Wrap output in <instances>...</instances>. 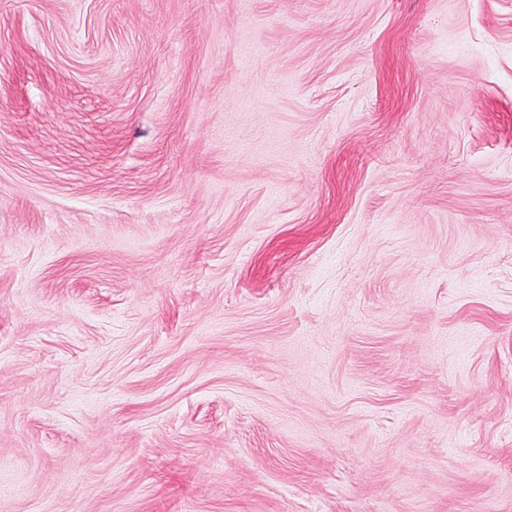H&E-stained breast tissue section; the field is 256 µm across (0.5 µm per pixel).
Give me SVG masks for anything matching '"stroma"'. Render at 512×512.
<instances>
[{
  "instance_id": "obj_1",
  "label": "stroma",
  "mask_w": 512,
  "mask_h": 512,
  "mask_svg": "<svg viewBox=\"0 0 512 512\" xmlns=\"http://www.w3.org/2000/svg\"><path fill=\"white\" fill-rule=\"evenodd\" d=\"M0 512H512V0H0Z\"/></svg>"
}]
</instances>
